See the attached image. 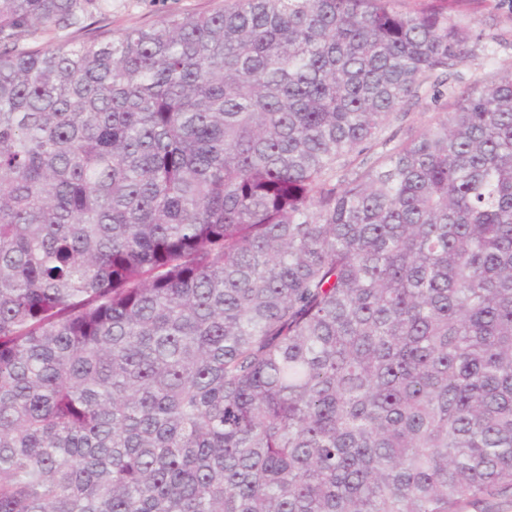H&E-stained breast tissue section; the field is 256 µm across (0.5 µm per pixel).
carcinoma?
Returning <instances> with one entry per match:
<instances>
[{
  "label": "carcinoma",
  "mask_w": 512,
  "mask_h": 512,
  "mask_svg": "<svg viewBox=\"0 0 512 512\" xmlns=\"http://www.w3.org/2000/svg\"><path fill=\"white\" fill-rule=\"evenodd\" d=\"M402 2L0 0V512L512 491V72L380 140L474 61ZM101 6L84 29L49 34L55 42H81L88 38L147 28L169 14H209L224 8V0H98Z\"/></svg>",
  "instance_id": "obj_1"
}]
</instances>
